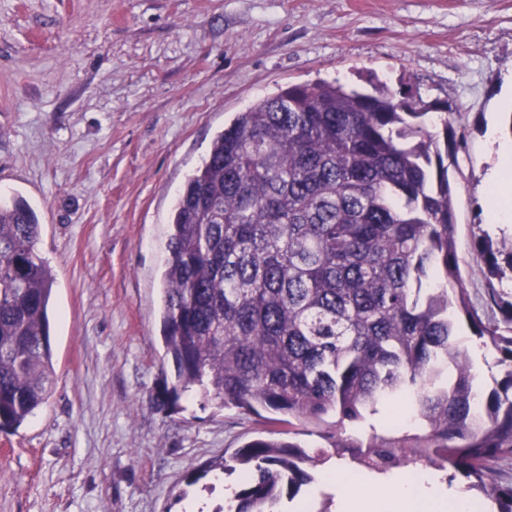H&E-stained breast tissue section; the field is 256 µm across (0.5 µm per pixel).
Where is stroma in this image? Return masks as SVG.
<instances>
[{
  "instance_id": "obj_1",
  "label": "stroma",
  "mask_w": 512,
  "mask_h": 512,
  "mask_svg": "<svg viewBox=\"0 0 512 512\" xmlns=\"http://www.w3.org/2000/svg\"><path fill=\"white\" fill-rule=\"evenodd\" d=\"M512 75V0H0V196L26 201L55 277L52 393L0 432V512H217L239 474L210 461L258 439L315 457L298 501L334 512L339 461L303 422L270 425L193 392L158 406L161 274L186 176L235 113L293 84L385 82L445 104L456 246L473 302L487 153ZM414 431L392 399L348 425ZM284 503L296 512L297 503Z\"/></svg>"
}]
</instances>
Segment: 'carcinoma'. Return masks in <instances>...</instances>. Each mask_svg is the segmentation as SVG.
Returning a JSON list of instances; mask_svg holds the SVG:
<instances>
[{"label":"carcinoma","instance_id":"obj_1","mask_svg":"<svg viewBox=\"0 0 512 512\" xmlns=\"http://www.w3.org/2000/svg\"><path fill=\"white\" fill-rule=\"evenodd\" d=\"M440 110L437 103L430 105ZM428 108V109H430ZM384 85L295 84L238 113L176 197L163 274L168 408L194 390L245 414L264 408L354 448L362 468L436 465L512 512V240L481 229L476 260L489 317L471 301L456 251L458 149L449 118ZM40 224L0 201V432L15 431L52 386ZM499 354L503 378L475 388L459 334ZM409 401L420 434H346L386 400ZM292 441L257 439L219 464L246 467L227 510L282 512L313 482Z\"/></svg>","mask_w":512,"mask_h":512}]
</instances>
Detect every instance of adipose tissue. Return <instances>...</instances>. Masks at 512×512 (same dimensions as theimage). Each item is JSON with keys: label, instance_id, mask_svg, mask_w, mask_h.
Masks as SVG:
<instances>
[{"label": "adipose tissue", "instance_id": "obj_1", "mask_svg": "<svg viewBox=\"0 0 512 512\" xmlns=\"http://www.w3.org/2000/svg\"><path fill=\"white\" fill-rule=\"evenodd\" d=\"M512 169V143H500L495 152L489 180L494 189L489 199L488 217L494 224L512 223V179L507 172ZM438 490L428 476H396L374 490L370 499L352 495L343 496L340 512H363L365 507H372L374 512H414L423 502L434 500Z\"/></svg>", "mask_w": 512, "mask_h": 512}]
</instances>
